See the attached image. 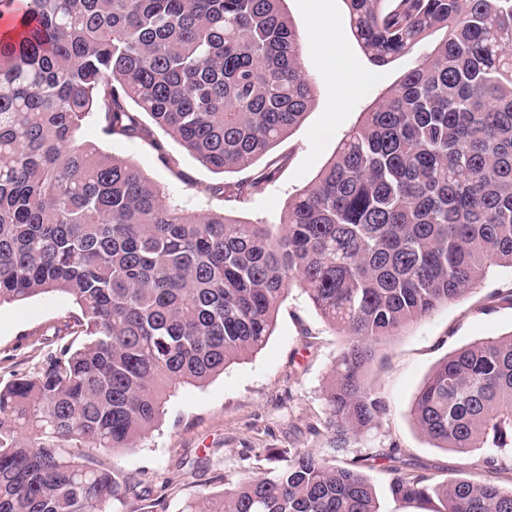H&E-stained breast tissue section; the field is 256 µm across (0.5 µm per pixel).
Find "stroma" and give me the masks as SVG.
I'll use <instances>...</instances> for the list:
<instances>
[{"mask_svg": "<svg viewBox=\"0 0 512 512\" xmlns=\"http://www.w3.org/2000/svg\"><path fill=\"white\" fill-rule=\"evenodd\" d=\"M283 7L298 33L316 101L302 124L273 150L284 161L278 180L260 196L234 206V216L247 222L278 221L289 200L334 156L341 137L378 96L383 83L393 82L414 63L413 57L402 58L385 70L383 82L365 83L356 97H340L312 45L318 22H325L335 29L339 54L356 72L369 70L350 31L344 0H285ZM112 148L181 196L190 210L205 205L199 188L251 178L264 167L259 161L243 170L216 174L172 141L167 144L174 160L170 168L143 141H117ZM187 176L192 185L184 184ZM507 288H512V271L495 269L473 293L404 329L379 351L374 377L387 414L365 448L398 446L407 459L442 479L481 472L478 459L465 460L434 447L414 427L410 409L427 376L449 353L475 340L512 332V306L490 300L492 293ZM73 310L72 302L58 293L0 306L1 386L15 376L37 372L42 335L52 334ZM343 342L306 295L291 290L279 307L272 336L260 351L203 385L177 389L166 402L159 425L136 447L104 457V464L119 478L138 485L136 495L117 512H181L188 499L220 495L226 484L244 473L265 472L268 464L262 455L268 448L326 454L325 437L313 429L324 417L323 391ZM366 474L380 512H436L439 506L435 500L408 503L392 498V475L385 461L374 462Z\"/></svg>", "mask_w": 512, "mask_h": 512, "instance_id": "stroma-1", "label": "stroma"}]
</instances>
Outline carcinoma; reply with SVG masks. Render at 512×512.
Returning <instances> with one entry per match:
<instances>
[{
  "mask_svg": "<svg viewBox=\"0 0 512 512\" xmlns=\"http://www.w3.org/2000/svg\"><path fill=\"white\" fill-rule=\"evenodd\" d=\"M28 2L0 42V305L61 293L75 312L35 374L0 387V512H115L133 485L98 455L144 438L167 389L261 349L295 286L345 337L315 430L345 452L387 413L379 350L512 270V0H345L374 71L414 65L273 224L227 208L277 180L274 160L199 190L215 206L194 212L77 134L94 116L104 141H145L163 164L156 128L216 173L253 165L314 102L284 0ZM411 417L435 447L512 472V333L444 358ZM377 459L402 501L512 512V487L441 480L395 445L344 467L270 448L262 475L182 512H380Z\"/></svg>",
  "mask_w": 512,
  "mask_h": 512,
  "instance_id": "obj_1",
  "label": "carcinoma"
}]
</instances>
